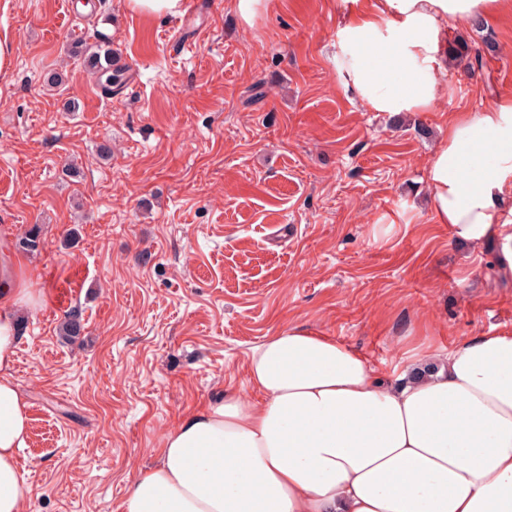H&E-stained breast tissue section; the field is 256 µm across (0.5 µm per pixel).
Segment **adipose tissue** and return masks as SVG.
<instances>
[{
	"label": "adipose tissue",
	"instance_id": "1",
	"mask_svg": "<svg viewBox=\"0 0 512 512\" xmlns=\"http://www.w3.org/2000/svg\"><path fill=\"white\" fill-rule=\"evenodd\" d=\"M336 33L340 84L374 112H429L448 95V26L512 0H348ZM432 211L473 244L496 240L512 279V95L449 122L426 168ZM0 285V512H23L31 417L13 368ZM255 399L230 393L185 417L128 485L124 512H512V334L410 357L380 381L366 358L302 327L247 360Z\"/></svg>",
	"mask_w": 512,
	"mask_h": 512
}]
</instances>
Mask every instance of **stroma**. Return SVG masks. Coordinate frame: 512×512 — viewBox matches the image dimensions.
<instances>
[{"label":"stroma","mask_w":512,"mask_h":512,"mask_svg":"<svg viewBox=\"0 0 512 512\" xmlns=\"http://www.w3.org/2000/svg\"><path fill=\"white\" fill-rule=\"evenodd\" d=\"M199 2L163 18L0 0V280L39 293L17 310L25 512H122L162 437L251 396L250 349L288 328L345 343L385 381L412 353L512 333L497 241L437 223L426 180L448 121L512 93V11L451 26L471 52L449 60L447 98L395 116L338 81L344 0H267L250 25L234 0ZM105 49L136 68L112 96L84 65ZM35 225L40 250L18 251ZM75 307L86 329L69 342Z\"/></svg>","instance_id":"35a3bbf8"}]
</instances>
